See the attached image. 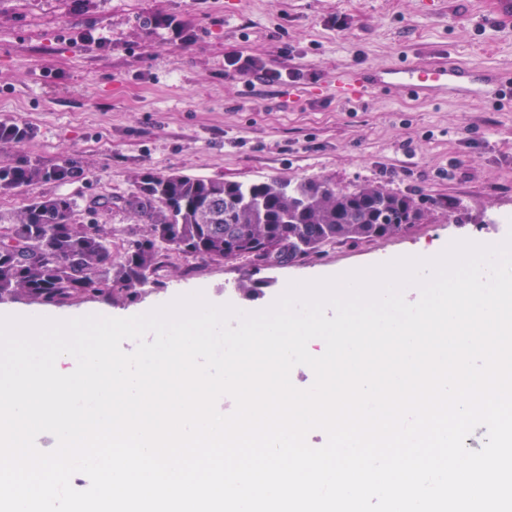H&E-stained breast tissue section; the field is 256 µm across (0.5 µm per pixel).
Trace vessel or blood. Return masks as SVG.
Instances as JSON below:
<instances>
[{
    "mask_svg": "<svg viewBox=\"0 0 512 512\" xmlns=\"http://www.w3.org/2000/svg\"><path fill=\"white\" fill-rule=\"evenodd\" d=\"M376 89L404 93L417 98L448 96L497 97L504 90L499 76L490 70H469L456 64H403L382 72H360L336 82V94L356 100Z\"/></svg>",
    "mask_w": 512,
    "mask_h": 512,
    "instance_id": "b4317fda",
    "label": "vessel or blood"
}]
</instances>
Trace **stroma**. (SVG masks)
<instances>
[{"instance_id":"35a3bbf8","label":"stroma","mask_w":512,"mask_h":512,"mask_svg":"<svg viewBox=\"0 0 512 512\" xmlns=\"http://www.w3.org/2000/svg\"><path fill=\"white\" fill-rule=\"evenodd\" d=\"M479 0H0V121L31 126V139L0 144V165L50 168L73 159L82 174L0 191V217L38 197L109 198L112 248L141 222L117 202L140 174L181 173L227 182L326 179L343 191L372 183L412 196L423 223L395 237L326 249L257 271L254 299L236 290L239 263L199 264L187 277L147 284L130 305L104 299L67 313L123 318L197 291L253 312L292 281L349 270L455 240L502 241L512 233V96L442 101L380 92L353 103L332 94L337 74L446 58L512 78V30L478 16ZM169 15L190 43L146 25ZM95 27L107 52L64 42ZM239 54L301 69L296 82L247 81L225 61Z\"/></svg>"}]
</instances>
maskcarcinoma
<instances>
[{"instance_id":"obj_1","label":"carcinoma","mask_w":512,"mask_h":512,"mask_svg":"<svg viewBox=\"0 0 512 512\" xmlns=\"http://www.w3.org/2000/svg\"><path fill=\"white\" fill-rule=\"evenodd\" d=\"M78 172L69 162L51 170L0 166V188L51 180L68 182ZM122 206L146 221L112 255V225L99 222L109 198L85 204L66 195L42 197L0 224V301L25 297L60 306L105 296L115 304L138 298L148 282L193 262H243L254 270L310 259L326 246L397 236L424 217L404 194L366 184L353 192L326 180L268 178L224 182L169 174L137 178ZM237 292L260 295L253 274Z\"/></svg>"}]
</instances>
